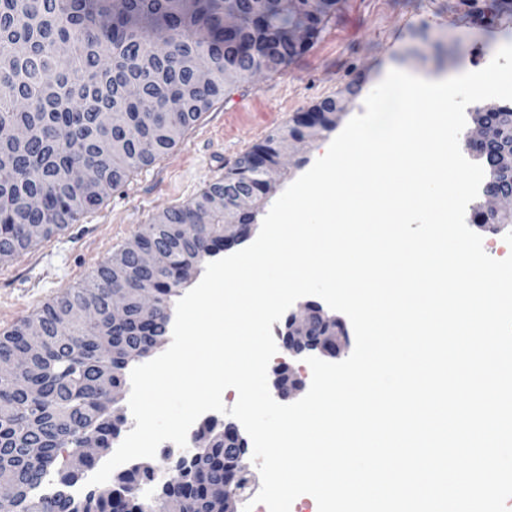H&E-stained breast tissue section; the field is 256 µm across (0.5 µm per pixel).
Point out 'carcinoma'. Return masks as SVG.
Here are the masks:
<instances>
[{"label": "carcinoma", "instance_id": "carcinoma-1", "mask_svg": "<svg viewBox=\"0 0 512 512\" xmlns=\"http://www.w3.org/2000/svg\"><path fill=\"white\" fill-rule=\"evenodd\" d=\"M336 9V0H297L291 12L278 0H0V263L97 209L111 191L172 149L184 131L255 66L277 72L304 49L307 37ZM235 32L224 34V17ZM170 37L171 49L153 53ZM205 56L209 79H195ZM490 139L480 162L488 172L481 194L497 186L501 141L512 137V107L481 112ZM22 128L20 141L13 131ZM267 139L244 153L276 164ZM75 168L105 185L98 196L70 179ZM241 185L260 199L263 174L237 167L185 206L164 211L82 286L45 306L33 320L0 336V357L29 354L20 385L0 374V479L15 489L0 512H224L207 486L225 481L224 427L204 424L193 466L180 486L163 493L153 467L139 464L112 478L104 493L78 499L73 484L97 462L82 458L90 437L107 446L125 420L118 401L133 351L149 350L167 333L172 298L184 284L177 273L224 249V187ZM146 243L161 255L154 268L138 264ZM128 300L127 318L113 323L112 297ZM155 300V322L142 321L138 301ZM88 304L94 315H63ZM41 448L37 456L29 453ZM56 479L50 493L45 477Z\"/></svg>", "mask_w": 512, "mask_h": 512}]
</instances>
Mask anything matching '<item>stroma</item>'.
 <instances>
[{"instance_id":"35a3bbf8","label":"stroma","mask_w":512,"mask_h":512,"mask_svg":"<svg viewBox=\"0 0 512 512\" xmlns=\"http://www.w3.org/2000/svg\"><path fill=\"white\" fill-rule=\"evenodd\" d=\"M512 41V0H339L304 54L281 71L243 80L201 115L175 148L139 169L96 210L0 264V334L78 287L163 211L185 205L242 154L285 131L296 113L344 99L336 126L392 70L448 78L463 61ZM358 94L346 95L349 84Z\"/></svg>"}]
</instances>
